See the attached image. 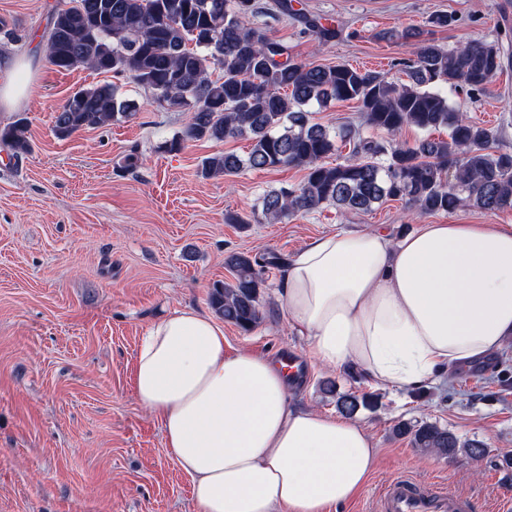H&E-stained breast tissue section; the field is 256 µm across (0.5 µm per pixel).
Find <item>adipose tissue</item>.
<instances>
[{
  "label": "adipose tissue",
  "instance_id": "ef3b65f1",
  "mask_svg": "<svg viewBox=\"0 0 512 512\" xmlns=\"http://www.w3.org/2000/svg\"><path fill=\"white\" fill-rule=\"evenodd\" d=\"M280 286L312 363L352 366L383 388L436 383L512 344V229L496 224H423L397 240L326 233ZM133 387L190 477L196 512H326L373 472L359 421L291 406L286 371L246 350L225 355L223 324L195 309L146 328Z\"/></svg>",
  "mask_w": 512,
  "mask_h": 512
}]
</instances>
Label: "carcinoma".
<instances>
[{
    "label": "carcinoma",
    "mask_w": 512,
    "mask_h": 512,
    "mask_svg": "<svg viewBox=\"0 0 512 512\" xmlns=\"http://www.w3.org/2000/svg\"><path fill=\"white\" fill-rule=\"evenodd\" d=\"M257 0H73L58 10L46 41L48 62L60 69L87 66L129 75L169 109L192 112L186 129L161 149L178 152L188 141H250L244 156L224 152L203 159L201 176H234L245 169L296 167L299 184L273 189L251 215H224L226 224H270L334 206L340 214L369 213L397 200L424 217L471 208L482 213L512 210V153L497 147L501 129L486 128L455 106L448 91L485 93L503 69V40H473L447 49L405 28L390 39L416 41L415 57L400 62L405 81L345 64L314 65L293 59L288 46L255 23ZM320 43L336 37L329 23L306 21ZM207 32L211 41L194 40ZM334 101L359 104L358 126L330 128L311 121L310 107ZM138 110L114 84L82 87L56 112L60 140L129 117ZM405 127L421 133L396 142ZM440 128L445 138H434ZM0 142L15 156L31 151L28 127L18 119L0 127ZM349 148V160L324 158ZM280 258L232 252L224 267L232 281L216 283L208 302L224 321L244 332L264 316L266 268ZM337 408L355 414L366 397L346 394ZM395 432L412 445L454 455L484 453L478 441H460L435 423L400 422Z\"/></svg>",
    "instance_id": "carcinoma-1"
}]
</instances>
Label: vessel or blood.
Listing matches in <instances>:
<instances>
[{"instance_id":"1","label":"vessel or blood","mask_w":512,"mask_h":512,"mask_svg":"<svg viewBox=\"0 0 512 512\" xmlns=\"http://www.w3.org/2000/svg\"><path fill=\"white\" fill-rule=\"evenodd\" d=\"M377 512H471V499L441 484L417 486L406 478L391 481L381 492Z\"/></svg>"}]
</instances>
